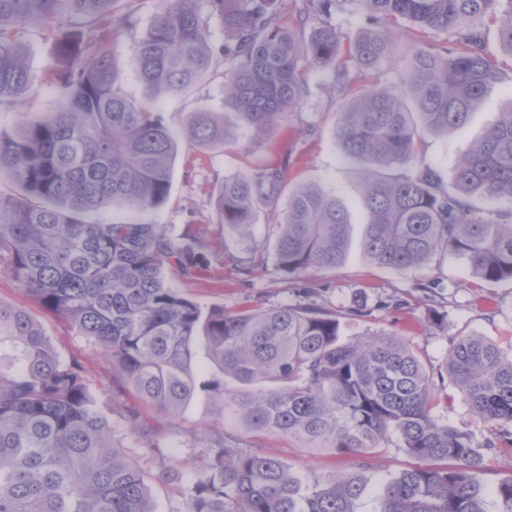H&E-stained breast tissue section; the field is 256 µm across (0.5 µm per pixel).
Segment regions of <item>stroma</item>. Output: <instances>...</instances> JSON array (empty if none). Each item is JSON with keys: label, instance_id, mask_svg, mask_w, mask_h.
Instances as JSON below:
<instances>
[{"label": "stroma", "instance_id": "35a3bbf8", "mask_svg": "<svg viewBox=\"0 0 512 512\" xmlns=\"http://www.w3.org/2000/svg\"><path fill=\"white\" fill-rule=\"evenodd\" d=\"M486 34L489 52L496 60L498 79L486 91L481 105L468 124L445 138L426 137L421 154L436 167L445 181H452L455 161L467 146L480 138L512 102V53L497 41L488 20L477 23ZM142 30L116 36L112 50L119 75L118 86L132 99L142 98L143 85L135 66V47ZM32 81L24 108H0V129L12 130L21 111L48 112L60 105L62 96L50 83L47 72L53 63L52 40L46 31L32 28L26 35ZM166 124L177 136L169 196L158 209L133 212L124 207L100 213L104 222L136 219L164 225L174 239L192 233L206 245L204 261L196 276L184 279L169 276V283L204 307L224 306L226 310L267 307L291 298L306 287L315 300L331 311H342L353 302L365 305L364 314L343 322L345 335L356 337L387 333L407 340L427 370L438 371L456 339L475 331L502 347L512 346V284L487 285L470 276L466 266L452 257H435L418 270H395L379 266L364 257L361 238L365 214L360 206L362 185L341 158L335 129L341 98L333 88L330 74L311 68L306 73V93L290 112L280 130L265 138L252 132H239L236 140L223 149L198 146L184 129L192 112L224 109V72L216 70L193 90L172 94L156 103ZM281 167L284 189L300 183H316L335 190L351 212V240L344 262L333 269H317L303 279L285 278L274 259V239L281 222L280 210L258 212L249 240L225 230L216 216V196L225 175L248 173L256 164ZM253 254L255 269L243 275L239 257ZM437 283L434 296L425 297L413 288L419 280ZM399 299L400 307H381L383 299ZM444 314L441 326L429 323L432 312ZM47 338L61 358L78 357L93 382L98 409L110 421L116 442L129 457L156 477L153 498L157 512H186L185 488L202 461L198 438L204 431L223 428L217 405L204 392L185 404L180 415L167 418L152 408L139 405L129 388L112 378V365L102 349L77 335L65 322L35 310ZM138 406L140 424L151 437L143 448L126 431L124 410ZM434 411L451 425L471 431L485 446V478L488 483L512 476V448H489L487 426L469 414L457 391L445 386L435 393ZM245 448L277 457L310 479H323L348 471L363 470L367 493L362 512H376L377 497L386 481L402 471L419 466L420 461L400 448L398 441L382 443L370 459L339 454L327 448L306 449L288 437L249 432Z\"/></svg>", "mask_w": 512, "mask_h": 512}]
</instances>
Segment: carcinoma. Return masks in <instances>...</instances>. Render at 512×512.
Instances as JSON below:
<instances>
[{"mask_svg": "<svg viewBox=\"0 0 512 512\" xmlns=\"http://www.w3.org/2000/svg\"><path fill=\"white\" fill-rule=\"evenodd\" d=\"M140 0H0V108L21 103L30 68L23 34L54 36L49 80L66 105L0 131V265L42 311L99 345L113 377L163 416H177L201 389L223 405L224 431L203 433L201 467L187 484V512H359L366 481L356 471L310 481L282 460L241 447L237 429L284 435L302 448L367 459L395 435L427 465L385 485L379 512H512V477L493 488L472 435L432 412L450 381L471 415L488 425L484 447H512V349L477 333L460 336L443 369L426 370L409 344L387 334L346 338L342 319L303 288L264 309L204 308L164 276L191 278L204 244L172 238L161 224L92 222L93 212L161 207L169 196L176 140L151 101L225 68L224 111L193 113L187 135L222 149L241 129L266 134L305 92L309 67L332 71L343 98L336 140L363 187L367 258L418 269L439 254L485 283H512V104L456 159L445 187L416 164L424 136L464 126L497 68L473 18H491L512 53V0H357L368 26L336 27L349 0H300L309 34L281 21L280 0H156L136 49L147 100L117 87L112 43L139 23ZM224 46L213 50V22ZM450 34L448 47L413 42L396 53L404 23ZM403 72L384 80L383 66ZM283 173L265 164L224 177L216 203L224 227L252 234L258 204L278 205ZM350 215L332 189L288 192L275 242L279 271L296 279L346 255ZM217 370L197 384L199 337ZM144 447L139 411L126 410ZM152 476L116 445L82 362L64 360L30 312L0 299V512H156Z\"/></svg>", "mask_w": 512, "mask_h": 512, "instance_id": "1", "label": "carcinoma"}]
</instances>
